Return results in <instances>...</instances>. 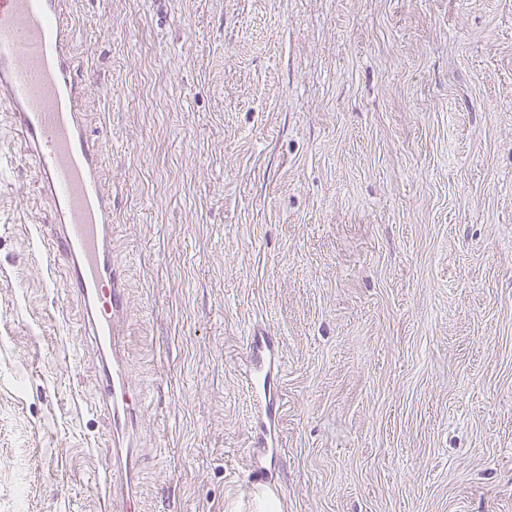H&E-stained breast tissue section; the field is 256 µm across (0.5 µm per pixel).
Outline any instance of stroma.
I'll list each match as a JSON object with an SVG mask.
<instances>
[{"instance_id": "obj_1", "label": "stroma", "mask_w": 512, "mask_h": 512, "mask_svg": "<svg viewBox=\"0 0 512 512\" xmlns=\"http://www.w3.org/2000/svg\"><path fill=\"white\" fill-rule=\"evenodd\" d=\"M67 10L140 512H512V0ZM52 220L0 111V512H105L98 364L31 233Z\"/></svg>"}]
</instances>
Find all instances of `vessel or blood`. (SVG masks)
Masks as SVG:
<instances>
[{"instance_id":"obj_1","label":"vessel or blood","mask_w":512,"mask_h":512,"mask_svg":"<svg viewBox=\"0 0 512 512\" xmlns=\"http://www.w3.org/2000/svg\"><path fill=\"white\" fill-rule=\"evenodd\" d=\"M66 0H0V110L7 112L36 162L54 212L38 228L48 267L63 265L62 286L85 310L84 333L99 361L97 408L123 433L143 400L118 349L126 290L112 262V195L102 172L105 153L87 132L85 77L73 52ZM132 462L114 446L101 494L115 512H132Z\"/></svg>"}]
</instances>
